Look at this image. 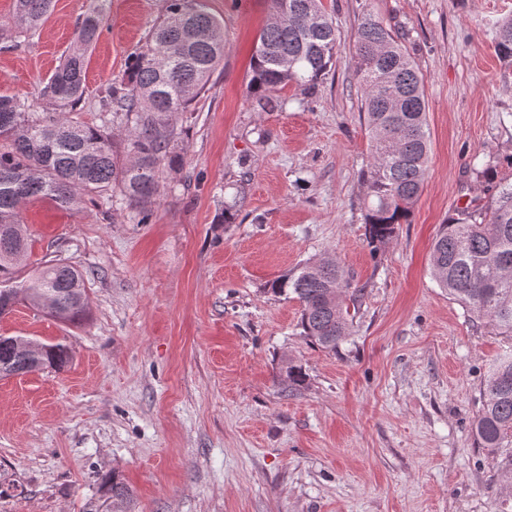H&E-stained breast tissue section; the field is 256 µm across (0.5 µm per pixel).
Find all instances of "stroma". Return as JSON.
Masks as SVG:
<instances>
[{
    "label": "stroma",
    "instance_id": "35a3bbf8",
    "mask_svg": "<svg viewBox=\"0 0 512 512\" xmlns=\"http://www.w3.org/2000/svg\"><path fill=\"white\" fill-rule=\"evenodd\" d=\"M343 36L308 91L261 112L250 60L266 0H206L224 61L192 111L172 116L179 168L161 164L148 223L105 198L23 213V274L65 260L86 279L69 325L18 303L0 335L66 344L72 359L0 378V512H83L106 476L133 512H512L498 457L471 433L489 365L512 339L430 274L443 224L512 183V69L493 48L512 0H323ZM168 0H108L88 53L81 121L112 123L102 97L165 17ZM93 0H54L40 31L0 42V93L36 99ZM373 14L424 78L431 152L409 223L372 252L370 162L351 35ZM491 164L489 178L474 169ZM234 203V223L224 221ZM335 254L363 290L337 351L300 334L299 303L269 284ZM305 380L286 390L282 365Z\"/></svg>",
    "mask_w": 512,
    "mask_h": 512
}]
</instances>
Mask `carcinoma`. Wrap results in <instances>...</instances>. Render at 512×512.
Returning <instances> with one entry per match:
<instances>
[{
    "mask_svg": "<svg viewBox=\"0 0 512 512\" xmlns=\"http://www.w3.org/2000/svg\"><path fill=\"white\" fill-rule=\"evenodd\" d=\"M107 0H96L75 30L73 48L44 82L39 100L0 95V317L23 299L51 317L81 323L87 305L83 273L61 260L21 279L13 250L26 254L29 240L22 209L48 200L73 209L85 198L119 192L122 203L150 220L159 195L157 171L170 151L169 117L188 112L207 90L224 60V25L204 6L170 0L167 16L129 62L125 75L106 89L105 110L133 124L123 143L107 125L77 118L85 93L88 50L98 40ZM268 18L259 30L252 61L250 96L261 109L274 108L271 92L290 84L306 90L333 64L341 34L322 0H267ZM53 0H14L15 32L33 36L50 14ZM355 70L362 90L361 112L372 161L363 172L365 235L377 251L407 223L428 169L430 134L423 79L398 35L372 14L353 34ZM498 59L512 68V18L498 27ZM430 267L440 288L501 336L512 338V184L499 188L487 206L459 211L436 237ZM275 295L292 296L301 307V335L334 351L350 335L348 304L362 289L352 287L331 255L308 260L270 284ZM70 360L61 343L42 345L37 369L60 370ZM25 371L14 359L10 337L0 336V368ZM482 407L473 423L478 447L502 457L509 471L501 493L512 498V349L485 375ZM100 512L116 501L131 512L132 490L118 477L105 482Z\"/></svg>",
    "mask_w": 512,
    "mask_h": 512,
    "instance_id": "carcinoma-1",
    "label": "carcinoma"
}]
</instances>
